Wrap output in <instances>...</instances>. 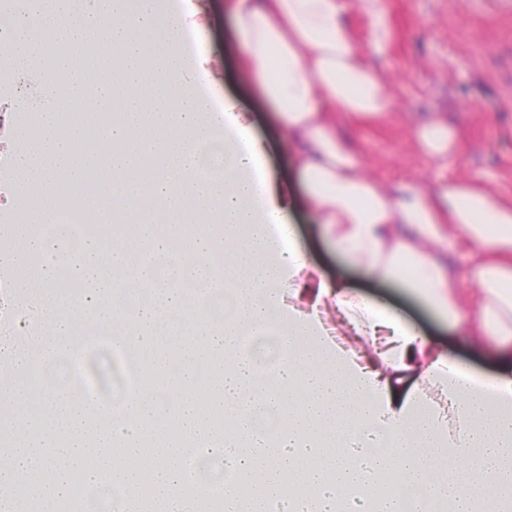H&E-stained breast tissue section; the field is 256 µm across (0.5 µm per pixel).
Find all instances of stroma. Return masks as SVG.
Wrapping results in <instances>:
<instances>
[{
  "mask_svg": "<svg viewBox=\"0 0 512 512\" xmlns=\"http://www.w3.org/2000/svg\"><path fill=\"white\" fill-rule=\"evenodd\" d=\"M207 28L204 51L213 72L216 94H230L253 115L254 132L267 146L271 171L293 174V161L280 145V124L271 104L255 88L242 83L231 51L232 21L224 0H204ZM353 36L364 56L389 82L396 109L369 122L337 116L341 133L355 146L354 159L362 172L388 190L409 187L440 194L449 182L465 179L512 200V9L494 0H379L389 24L387 51H369L370 24L356 0H343ZM440 119L455 130L463 147L453 154L430 156L418 142L417 130L428 119ZM298 239L319 270L346 287L395 310L431 342L480 371L499 370L493 349L474 351L467 332L475 325L472 307L462 311L464 332L449 333L420 302L400 287L370 280L346 266L319 236L309 209H301ZM457 288L473 286L471 249L454 233L437 248Z\"/></svg>",
  "mask_w": 512,
  "mask_h": 512,
  "instance_id": "obj_1",
  "label": "stroma"
}]
</instances>
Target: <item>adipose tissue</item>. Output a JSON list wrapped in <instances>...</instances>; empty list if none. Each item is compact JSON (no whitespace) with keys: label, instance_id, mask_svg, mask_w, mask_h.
I'll return each instance as SVG.
<instances>
[{"label":"adipose tissue","instance_id":"1","mask_svg":"<svg viewBox=\"0 0 512 512\" xmlns=\"http://www.w3.org/2000/svg\"><path fill=\"white\" fill-rule=\"evenodd\" d=\"M238 72L275 108L283 144L323 238L352 267L415 295L449 326L463 298L435 251L450 228L473 245L478 322L474 349L494 336L512 362V203L449 184L441 199L394 194L357 167L337 113L370 119L392 105L382 73L366 62L340 0H224ZM198 0H31L0 17V51L17 74L35 63L62 70L87 39L118 48L114 81L60 88L42 79L37 112L11 127L21 144L15 197L39 209L0 225V313L27 326L17 301L38 307L47 332L34 355L0 351L17 391L0 395L9 464L0 512H65L78 490L121 491L112 512H202L189 482L194 460L224 472L221 512H512V376L480 373L411 328L394 311L325 279L290 223L299 201L265 165L252 119L232 99L211 110L203 61H184L181 35L198 30ZM111 188L112 223L87 234L68 266L42 228L61 192L89 180ZM154 210L141 212L142 193ZM205 209L214 228L193 230L195 258L211 279L188 295L152 286L136 249L174 251L184 220ZM134 215L131 224L115 215ZM120 271L151 293L127 306ZM79 289L63 305L60 281ZM113 327L112 349L151 364L157 385L119 400L86 378L71 342L85 312ZM185 321L184 364L173 368L158 334ZM282 346L262 364L245 339ZM74 359L70 385L38 381L35 361ZM270 410L274 432L256 408ZM224 418L215 431L211 418Z\"/></svg>","mask_w":512,"mask_h":512}]
</instances>
